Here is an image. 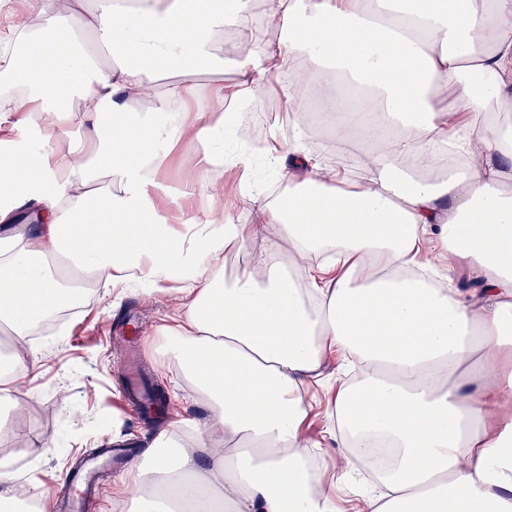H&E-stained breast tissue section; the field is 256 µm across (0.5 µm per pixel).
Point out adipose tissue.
<instances>
[{
  "label": "adipose tissue",
  "instance_id": "adipose-tissue-1",
  "mask_svg": "<svg viewBox=\"0 0 512 512\" xmlns=\"http://www.w3.org/2000/svg\"><path fill=\"white\" fill-rule=\"evenodd\" d=\"M277 41L255 40L232 61L233 86L212 46L245 26L252 0H28L0 55L16 89L0 99V329L15 354L0 371V412L41 317L65 292L57 257L97 283L181 282L163 332L203 399L204 427L172 425L133 464L136 500L170 496L179 512H342L359 450H395L357 512H512V0H263ZM118 57L101 64L70 38L76 23ZM327 92L322 120L336 151L358 155L352 177L311 144L298 82ZM177 66L175 79L159 74ZM452 89L455 105L439 93ZM274 94L289 112L287 155L269 154L288 189L253 223L207 215L176 231L147 220L146 191L170 148L197 144L184 182L194 199L215 167L237 169L239 199L254 183L237 104ZM75 97L78 109L60 100ZM145 102L149 111H133ZM482 113V123L463 111ZM80 125L85 141L62 146ZM42 152L25 154L30 131ZM40 207L29 223L15 210ZM269 249L231 276L223 261L255 229ZM482 273L478 292L409 276L425 244ZM359 380L333 401L344 448L311 457L304 380L328 353Z\"/></svg>",
  "mask_w": 512,
  "mask_h": 512
}]
</instances>
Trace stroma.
<instances>
[{"mask_svg":"<svg viewBox=\"0 0 512 512\" xmlns=\"http://www.w3.org/2000/svg\"><path fill=\"white\" fill-rule=\"evenodd\" d=\"M192 165L183 148L172 152L162 185L149 190L150 197L160 201L152 222L177 228L204 222L203 211L182 205L183 176ZM173 308L174 300L165 292H145L132 285L99 287L76 314L43 337L28 376L17 387L18 395L27 399L26 418L19 422L0 419V448L10 450L20 482L36 484L46 494H53L71 466L90 458L107 438L135 439L144 456L169 428V419L147 420L121 402L120 376L127 349L110 338L108 329L133 314L142 319L137 340L142 364L165 386L180 420L204 424V406L187 401L190 385L159 353L164 342L161 328L169 323ZM346 379L342 361L332 354L307 385L314 409L304 430L308 438L319 442L328 461L339 458L343 446L342 436L330 420V401ZM130 483L125 470L106 476L98 498L89 503L86 512H112L116 501L124 502L128 512H135Z\"/></svg>","mask_w":512,"mask_h":512,"instance_id":"1","label":"stroma"}]
</instances>
